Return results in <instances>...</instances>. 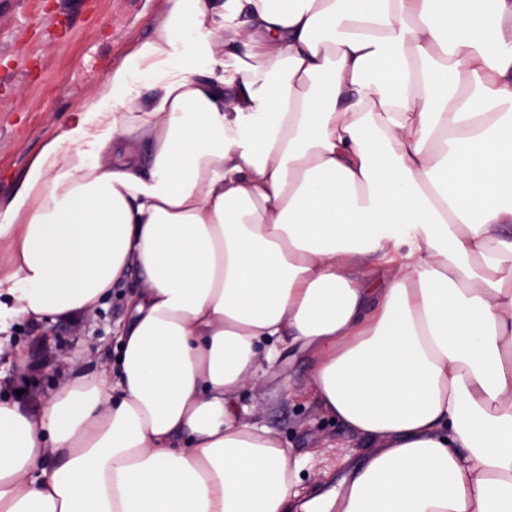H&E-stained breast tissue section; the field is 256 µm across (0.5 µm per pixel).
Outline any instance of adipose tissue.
Returning a JSON list of instances; mask_svg holds the SVG:
<instances>
[{
    "instance_id": "1",
    "label": "adipose tissue",
    "mask_w": 512,
    "mask_h": 512,
    "mask_svg": "<svg viewBox=\"0 0 512 512\" xmlns=\"http://www.w3.org/2000/svg\"><path fill=\"white\" fill-rule=\"evenodd\" d=\"M170 2L0 216V332L142 277L0 398V512H512V0ZM292 349L371 446L305 501L235 399ZM127 292V288L118 289L108 308L96 317L49 324L41 329L36 340L31 339V330L19 323L12 324L9 332L1 333L0 337L9 335L11 344L26 345L32 356L48 352V363L56 370L63 369L76 358L89 360L91 366L107 360L113 364L117 358V342L112 327L126 315L122 295ZM10 381L12 385L9 387V392L12 398L16 396L13 393L14 389L25 390L23 398H33L37 396H45L47 393L55 387V380L52 376L54 372L42 371L40 374L33 375L28 371L24 370L20 366H12Z\"/></svg>"
}]
</instances>
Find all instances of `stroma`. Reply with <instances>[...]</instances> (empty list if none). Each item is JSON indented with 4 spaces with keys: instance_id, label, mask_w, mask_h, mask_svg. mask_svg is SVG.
Listing matches in <instances>:
<instances>
[{
    "instance_id": "1",
    "label": "stroma",
    "mask_w": 512,
    "mask_h": 512,
    "mask_svg": "<svg viewBox=\"0 0 512 512\" xmlns=\"http://www.w3.org/2000/svg\"><path fill=\"white\" fill-rule=\"evenodd\" d=\"M168 7L169 0H0V212L29 165L90 105L108 73L153 36ZM125 315L117 293L95 317L52 323L36 335L16 323L9 336L30 354L47 353L53 370L77 358L103 363L117 358L112 327ZM52 372L15 366L10 380L33 398L54 387ZM309 372L308 357L292 353L241 394L246 421L276 432L294 454L312 453L298 486L304 499L367 451L362 438L303 394Z\"/></svg>"
}]
</instances>
